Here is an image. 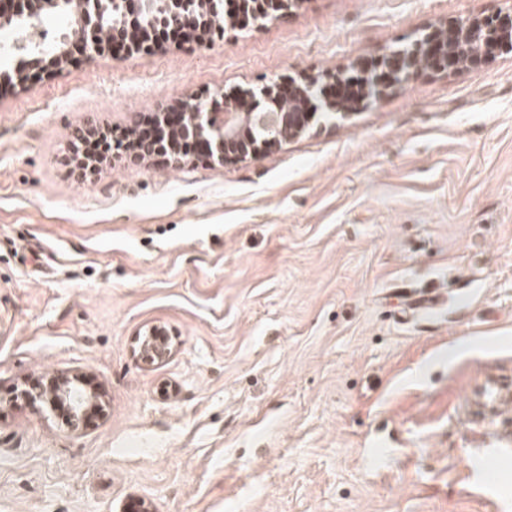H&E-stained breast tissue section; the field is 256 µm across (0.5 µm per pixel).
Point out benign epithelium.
<instances>
[{"mask_svg": "<svg viewBox=\"0 0 512 512\" xmlns=\"http://www.w3.org/2000/svg\"><path fill=\"white\" fill-rule=\"evenodd\" d=\"M69 6V0H0V26L12 25L22 36L50 18L67 14ZM223 13L224 0H82L76 16L77 35L61 37L54 47L29 53L20 69L1 72L0 88H15L32 76L57 71L75 48L83 54L105 49L136 51L139 39L156 27L179 30L195 23L198 14L205 26L198 28L193 40L206 44L208 24ZM495 45L500 49L512 45L511 12L491 21L469 17L436 25L411 47L382 59L386 80L375 79L374 97L408 81L421 58L439 70L454 69L456 61L464 58L468 70L477 74ZM312 88V82L303 80L270 84L258 93L244 89L242 97L253 107L250 112L238 111L230 100L224 101L221 113L201 102L183 101L177 109L159 114L158 133L136 142L135 158L160 156V138L175 127L177 139L201 143L206 155L220 164L256 159L308 131ZM135 343L136 358L147 367L167 362L174 353L171 331L162 322L142 327ZM20 400L50 406L74 433L87 430L106 414L103 394L83 374L31 377L3 402L14 405Z\"/></svg>", "mask_w": 512, "mask_h": 512, "instance_id": "benign-epithelium-1", "label": "benign epithelium"}]
</instances>
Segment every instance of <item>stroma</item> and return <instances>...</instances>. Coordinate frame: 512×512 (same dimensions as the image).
Returning <instances> with one entry per match:
<instances>
[{
	"label": "stroma",
	"instance_id": "stroma-1",
	"mask_svg": "<svg viewBox=\"0 0 512 512\" xmlns=\"http://www.w3.org/2000/svg\"><path fill=\"white\" fill-rule=\"evenodd\" d=\"M512 0H300L210 43L73 53L0 95V396L83 373L106 415L68 433L0 406V512H512V52L418 66L346 117L255 160L67 163L177 100L372 70L437 24ZM436 299L430 312L412 299ZM175 352L146 367L139 329ZM467 349L455 353L458 344ZM169 328L162 322L142 327L135 338V355L142 365L158 366L167 362L174 353Z\"/></svg>",
	"mask_w": 512,
	"mask_h": 512
}]
</instances>
